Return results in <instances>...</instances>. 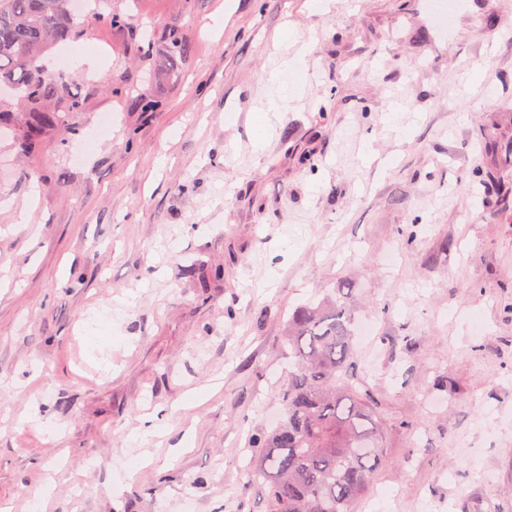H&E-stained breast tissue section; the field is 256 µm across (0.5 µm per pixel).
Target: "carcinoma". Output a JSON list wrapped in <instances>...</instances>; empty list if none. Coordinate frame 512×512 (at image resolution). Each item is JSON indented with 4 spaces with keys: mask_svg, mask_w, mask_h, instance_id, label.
Masks as SVG:
<instances>
[{
    "mask_svg": "<svg viewBox=\"0 0 512 512\" xmlns=\"http://www.w3.org/2000/svg\"><path fill=\"white\" fill-rule=\"evenodd\" d=\"M74 0H0V88L13 90L28 112L18 148L35 152L43 131L68 128L79 112L52 73L39 65L47 51L79 34ZM161 71L181 63L180 32L168 33ZM512 182L502 177L483 207L505 211ZM348 306L336 298L296 307L287 323L293 362L279 392L283 415L252 440L251 478L261 482L267 512H350L382 458V427L369 393L350 375L354 346Z\"/></svg>",
    "mask_w": 512,
    "mask_h": 512,
    "instance_id": "cac0c4a2",
    "label": "carcinoma"
}]
</instances>
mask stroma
Here are the masks:
<instances>
[{
  "instance_id": "35a3bbf8",
  "label": "stroma",
  "mask_w": 512,
  "mask_h": 512,
  "mask_svg": "<svg viewBox=\"0 0 512 512\" xmlns=\"http://www.w3.org/2000/svg\"><path fill=\"white\" fill-rule=\"evenodd\" d=\"M430 2L85 0L41 59L82 111L22 155L10 98L0 133L9 512H266L250 440L289 316L329 295L377 326L354 371L383 458L351 512H512V212L482 206L512 0L445 30ZM172 26L186 56L153 76Z\"/></svg>"
}]
</instances>
